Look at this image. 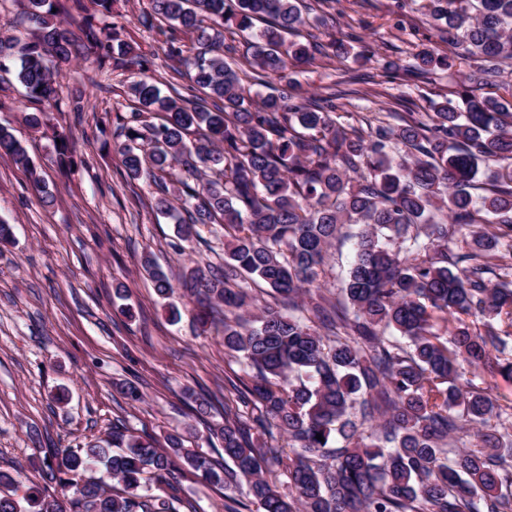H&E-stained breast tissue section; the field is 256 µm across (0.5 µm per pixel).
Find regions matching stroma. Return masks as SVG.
I'll return each mask as SVG.
<instances>
[{
    "mask_svg": "<svg viewBox=\"0 0 512 512\" xmlns=\"http://www.w3.org/2000/svg\"><path fill=\"white\" fill-rule=\"evenodd\" d=\"M391 0H332L330 7L307 13L305 29L324 35L327 24L355 32L358 42L348 58H316L298 66L304 88L322 95L346 75L378 85L373 95L344 97L355 117L428 108L429 98L455 90L468 72L467 62L442 41L425 21L424 0H406L403 15L392 14ZM116 25L154 59L152 76L163 94L185 87L187 76L173 72L161 50L162 35L140 22L149 0H119ZM431 49L447 56L449 69L426 79L394 75L392 64L413 63ZM137 69L94 74L81 60L62 69V94L82 99L84 121L73 126L71 114L58 116L72 126L77 164L57 165L50 140L24 122L32 107L14 76L0 77V123L10 124L24 144L29 166L0 156V223L12 230L0 245V471L24 473L38 480L47 448H70L108 439L112 423L126 421L139 435L165 443L179 433L185 445L223 464V445L210 430L224 421V377L228 369L224 338L200 329L193 303L174 292L181 311L171 322L154 285L141 267L152 254L171 282H178L193 262L222 263L221 235L201 228L200 240L175 250L174 224L157 215L154 188L148 181L127 183L116 140L115 115L131 111L128 85ZM38 173L53 196L43 203L31 188ZM358 227L343 225L318 278L320 287L340 294L355 256ZM138 381L143 402L125 399L121 383ZM69 401L57 404L58 388ZM210 397L199 415L189 393ZM179 512H224L223 486L181 469L171 476Z\"/></svg>",
    "mask_w": 512,
    "mask_h": 512,
    "instance_id": "stroma-1",
    "label": "stroma"
}]
</instances>
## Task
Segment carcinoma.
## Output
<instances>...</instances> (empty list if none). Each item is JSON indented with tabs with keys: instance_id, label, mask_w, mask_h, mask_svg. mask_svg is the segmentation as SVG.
Segmentation results:
<instances>
[{
	"instance_id": "cac0c4a2",
	"label": "carcinoma",
	"mask_w": 512,
	"mask_h": 512,
	"mask_svg": "<svg viewBox=\"0 0 512 512\" xmlns=\"http://www.w3.org/2000/svg\"><path fill=\"white\" fill-rule=\"evenodd\" d=\"M16 2L25 33L0 35V71L5 58L18 64L39 105L28 122L60 141V165L75 164V145L49 114L67 110L79 125L84 112L79 98L62 103V66L79 58L102 73H143L129 87L138 106L115 117L117 149L127 176L154 186L180 240L224 226V263L186 268L180 287L203 328L224 307V351L242 374L225 375L236 407L224 406L217 429L233 463L224 472L178 436L164 450L118 423L112 447L54 448L41 470L64 490L103 468L116 487L86 482L68 500L34 484L20 499L1 496L0 512H178L166 490L178 466L238 489L224 512H512V401L472 372L512 378V102L476 94L512 61V0H427L428 20L476 66L430 111L387 112L366 130L336 121L342 95L305 96L288 79L290 65L326 54L316 37L301 41L302 0H150L191 37L172 32L162 47L190 75L192 94L174 99L160 96L152 61L118 26L99 25L115 0ZM228 21L251 32L244 67L224 58L235 51L224 47ZM416 60L406 75L449 67L432 50ZM271 78L278 93L248 98L246 84ZM0 153L29 165L2 125ZM344 224L362 229L333 302L316 283ZM142 268L168 298L151 257ZM258 282L272 301L253 294ZM275 430L288 449L261 442Z\"/></svg>"
}]
</instances>
